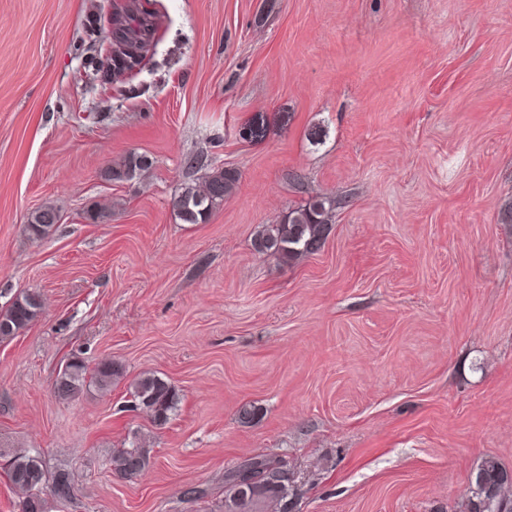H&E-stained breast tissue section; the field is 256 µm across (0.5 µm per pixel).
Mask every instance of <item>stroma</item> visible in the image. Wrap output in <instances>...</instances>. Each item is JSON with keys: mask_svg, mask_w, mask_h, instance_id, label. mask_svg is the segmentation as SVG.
I'll use <instances>...</instances> for the list:
<instances>
[{"mask_svg": "<svg viewBox=\"0 0 512 512\" xmlns=\"http://www.w3.org/2000/svg\"><path fill=\"white\" fill-rule=\"evenodd\" d=\"M140 7L155 45L107 80L112 0H0V309L43 301L0 341V448L70 471L49 512H222L257 454L294 512H459L484 461L512 470V0ZM132 153L151 167L105 177ZM210 167L235 187L182 223ZM314 196L319 251H255ZM46 203L62 222L30 238ZM75 355L126 379L58 400ZM144 372L178 393L164 426L130 406ZM136 436L151 463L119 478ZM42 300L38 293L21 291L11 304L0 311V341L17 335L39 316ZM275 462L277 460L273 457L258 454L244 459L234 468L227 470L224 473V512H260L259 503L240 499L236 471L239 468L262 470L272 466ZM231 506L233 511H226V508Z\"/></svg>", "mask_w": 512, "mask_h": 512, "instance_id": "35a3bbf8", "label": "stroma"}]
</instances>
